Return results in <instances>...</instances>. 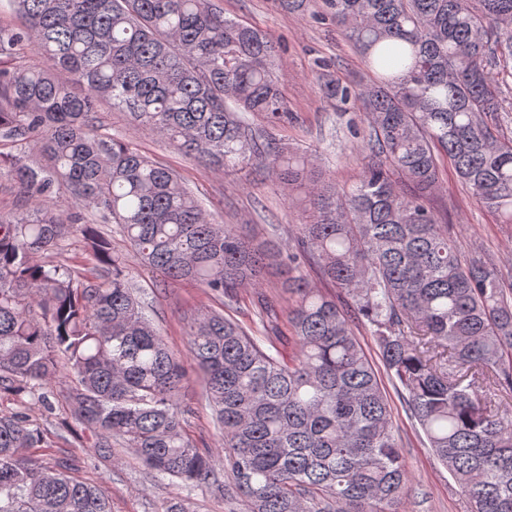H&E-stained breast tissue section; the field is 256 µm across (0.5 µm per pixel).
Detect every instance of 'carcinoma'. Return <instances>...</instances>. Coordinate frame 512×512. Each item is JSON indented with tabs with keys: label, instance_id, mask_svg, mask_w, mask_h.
<instances>
[{
	"label": "carcinoma",
	"instance_id": "cac0c4a2",
	"mask_svg": "<svg viewBox=\"0 0 512 512\" xmlns=\"http://www.w3.org/2000/svg\"><path fill=\"white\" fill-rule=\"evenodd\" d=\"M0 27V171L37 201L0 216V393L65 376L91 448L118 440L184 487L217 479L185 433L180 360L143 313L112 224L140 262L173 282L229 295L281 268L292 351L216 311L187 319L188 350L224 433L226 491L248 512H404L408 470L374 363L368 324L412 422L468 498L512 512V282L462 259L429 205L446 157L472 197L512 226V137L499 132L512 79V0H324L375 74L324 93L361 103L371 162L338 186L317 157L264 141L244 114L288 117L278 46L212 0H14ZM30 44L40 61L11 66ZM109 99L206 167L275 178L305 221L271 247L214 224L169 168L100 132ZM39 148L45 164L26 162ZM67 192L94 224L47 206ZM96 280L34 256L72 229ZM316 269L339 294L311 286ZM269 347H264V344ZM45 436L0 416V512H111L94 486L25 457Z\"/></svg>",
	"mask_w": 512,
	"mask_h": 512
}]
</instances>
